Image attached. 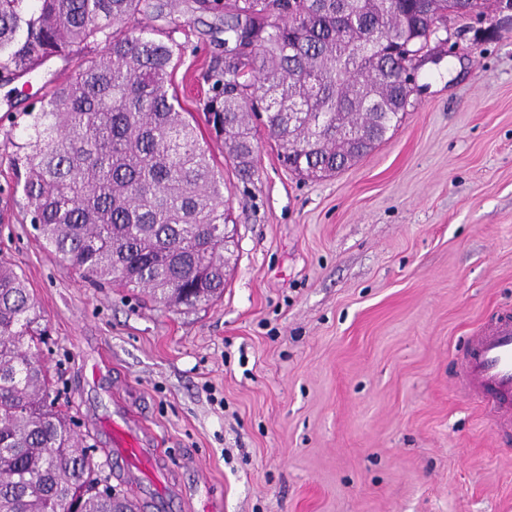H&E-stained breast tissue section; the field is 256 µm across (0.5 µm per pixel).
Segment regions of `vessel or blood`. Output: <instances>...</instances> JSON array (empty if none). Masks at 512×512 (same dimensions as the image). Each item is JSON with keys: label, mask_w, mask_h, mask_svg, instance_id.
Instances as JSON below:
<instances>
[{"label": "vessel or blood", "mask_w": 512, "mask_h": 512, "mask_svg": "<svg viewBox=\"0 0 512 512\" xmlns=\"http://www.w3.org/2000/svg\"><path fill=\"white\" fill-rule=\"evenodd\" d=\"M461 381L486 410L512 424V321H501L471 337ZM112 444L130 469L141 473L157 468L161 460L160 449L145 447L125 423L113 424Z\"/></svg>", "instance_id": "vessel-or-blood-1"}]
</instances>
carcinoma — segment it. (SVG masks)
<instances>
[{"mask_svg": "<svg viewBox=\"0 0 512 512\" xmlns=\"http://www.w3.org/2000/svg\"><path fill=\"white\" fill-rule=\"evenodd\" d=\"M179 0H0V81L79 57L25 113L12 165L43 248L85 280L139 288L165 308L224 295V174L181 107L183 46L140 20L176 23ZM224 13L233 56L204 73L209 138L243 177L254 120L299 174L330 177L385 140L413 92L412 57L454 0H194ZM383 33L391 40L374 37ZM105 44L104 54L88 49ZM43 315L0 263V512H135L112 495L71 429L37 349Z\"/></svg>", "mask_w": 512, "mask_h": 512, "instance_id": "cac0c4a2", "label": "carcinoma"}]
</instances>
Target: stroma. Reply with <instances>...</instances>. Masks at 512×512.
Returning a JSON list of instances; mask_svg holds the SVG:
<instances>
[{"label":"stroma","mask_w":512,"mask_h":512,"mask_svg":"<svg viewBox=\"0 0 512 512\" xmlns=\"http://www.w3.org/2000/svg\"><path fill=\"white\" fill-rule=\"evenodd\" d=\"M182 107L224 27L182 0ZM386 139L335 176L285 168L266 129L225 169L224 295L170 311L50 256L11 166L47 73L0 83V259L51 329L41 360L112 491L155 512H512V431L457 384L470 336L512 313V13L449 18ZM133 417L164 484L113 474Z\"/></svg>","instance_id":"1"}]
</instances>
